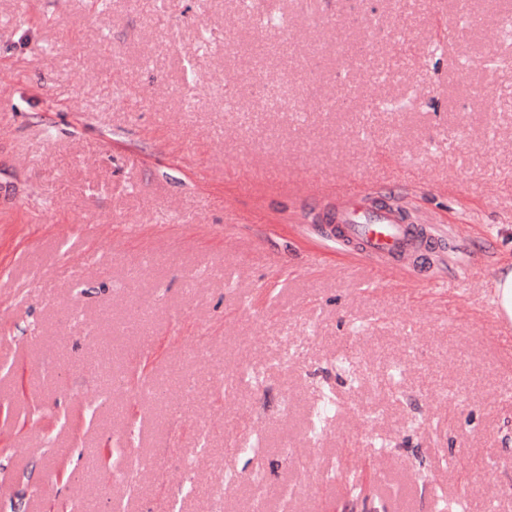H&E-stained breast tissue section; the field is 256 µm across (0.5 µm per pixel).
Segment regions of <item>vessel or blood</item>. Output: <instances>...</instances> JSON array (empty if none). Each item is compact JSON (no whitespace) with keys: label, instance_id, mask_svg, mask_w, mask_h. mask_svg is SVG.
Here are the masks:
<instances>
[{"label":"vessel or blood","instance_id":"b4317fda","mask_svg":"<svg viewBox=\"0 0 512 512\" xmlns=\"http://www.w3.org/2000/svg\"><path fill=\"white\" fill-rule=\"evenodd\" d=\"M367 194L362 188L337 196L331 214L333 238L338 245L351 247L359 254L413 268L422 243L434 242L436 230L407 223L403 210L396 205L367 206Z\"/></svg>","mask_w":512,"mask_h":512}]
</instances>
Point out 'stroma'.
Masks as SVG:
<instances>
[{"mask_svg": "<svg viewBox=\"0 0 512 512\" xmlns=\"http://www.w3.org/2000/svg\"><path fill=\"white\" fill-rule=\"evenodd\" d=\"M150 2L0 0V512H512V0ZM336 208L331 213L332 237L340 246L352 247L358 254L394 260L403 269L415 266L423 240L433 245L438 231L414 226L404 219V212L393 204L369 207L365 187L356 192L336 193ZM493 282L494 294L498 305V315L510 321L512 319V267L503 266Z\"/></svg>", "mask_w": 512, "mask_h": 512, "instance_id": "1", "label": "stroma"}]
</instances>
